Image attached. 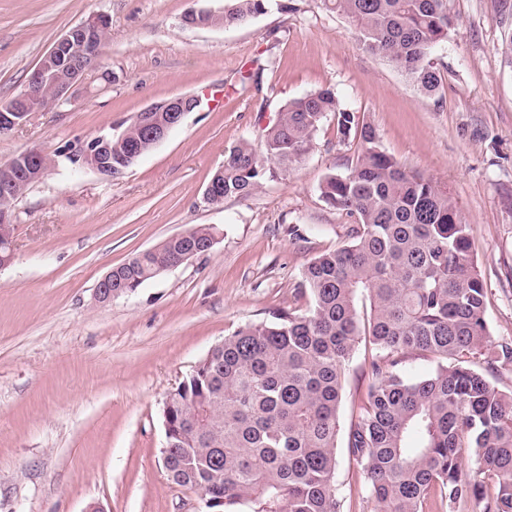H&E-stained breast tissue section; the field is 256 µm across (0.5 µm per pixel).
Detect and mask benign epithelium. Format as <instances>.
I'll use <instances>...</instances> for the list:
<instances>
[{"instance_id": "benign-epithelium-1", "label": "benign epithelium", "mask_w": 512, "mask_h": 512, "mask_svg": "<svg viewBox=\"0 0 512 512\" xmlns=\"http://www.w3.org/2000/svg\"><path fill=\"white\" fill-rule=\"evenodd\" d=\"M109 28V19L103 14L89 17L66 31L44 55L31 74L24 89L12 100L0 104V136L6 135L25 124L30 109L48 111L68 99L72 92L85 83L96 69L87 67L89 59L100 60L103 46L102 32ZM200 104L195 96H176L148 106L137 113L129 123L96 136L90 143L81 146L69 156L98 174L110 177L112 173V150L125 146L131 130L144 135L155 146L168 133L181 124L186 113ZM54 164L53 158L38 150H30L0 163V224L11 223L9 204L19 189V182L41 180ZM5 253L0 256V268L11 265L15 259L14 243L10 231L0 232ZM124 296L121 291L112 290V273H107L95 288V301L108 305L112 300Z\"/></svg>"}]
</instances>
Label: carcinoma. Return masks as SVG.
I'll return each mask as SVG.
<instances>
[{
	"mask_svg": "<svg viewBox=\"0 0 512 512\" xmlns=\"http://www.w3.org/2000/svg\"><path fill=\"white\" fill-rule=\"evenodd\" d=\"M274 0H232L208 27H236ZM450 0H326L347 19L362 48L399 67L417 90L437 94L431 49L454 29ZM337 134H355L361 151L345 174L328 176L322 199L355 220L348 244L303 268L306 308L281 311L224 337L164 409L170 445L164 467L183 487L205 492L208 512H341L336 495L338 410L343 378L361 344L374 382L347 437L349 458L366 472L376 512H425L433 494L456 504L497 493L484 512H512V393L494 386L471 358L488 346L486 288L472 254L471 227L448 190L385 152L375 128L322 88L290 101L268 127L262 151L247 140L230 148L214 175L220 206L256 192L266 173L299 163L328 115ZM271 167H266V164ZM216 228L143 251L112 271L128 293L154 279ZM428 353L437 367L420 378L398 369L396 354ZM512 363V345L488 352L487 365ZM472 449L474 474L461 449Z\"/></svg>",
	"mask_w": 512,
	"mask_h": 512,
	"instance_id": "cac0c4a2",
	"label": "carcinoma"
}]
</instances>
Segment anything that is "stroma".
I'll use <instances>...</instances> for the list:
<instances>
[{
    "mask_svg": "<svg viewBox=\"0 0 512 512\" xmlns=\"http://www.w3.org/2000/svg\"><path fill=\"white\" fill-rule=\"evenodd\" d=\"M241 27L190 28L192 10L228 0H0V103L13 99L56 40L93 14L110 17L96 81L71 102L31 113L0 136V162L41 148L56 164L14 204V264L0 271V512H207L165 472L167 396L224 337L304 306V265L345 245L353 224L320 185L360 149L327 117L288 174L216 207L204 197L225 152L260 144L281 106L322 88L372 123L382 148L445 186L472 229L486 285L491 345L512 341V68L500 53L502 0H451L455 28L434 46L442 83L426 97L365 52L323 0H279ZM272 67L258 70V58ZM206 97L115 179L69 152L151 103ZM198 225L207 253L102 306L112 267ZM372 382L364 351L345 374L337 495L375 512L345 442Z\"/></svg>",
    "mask_w": 512,
    "mask_h": 512,
    "instance_id": "1",
    "label": "stroma"
}]
</instances>
